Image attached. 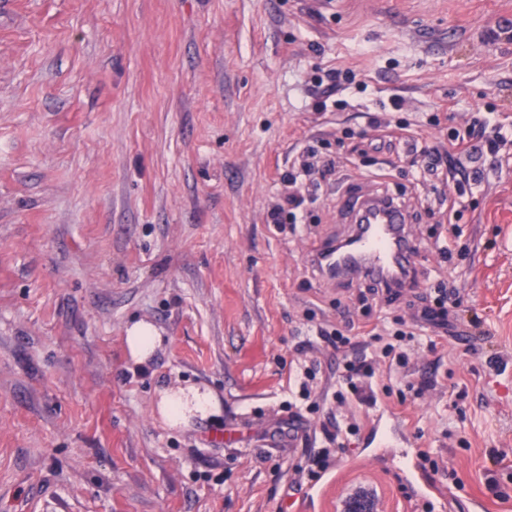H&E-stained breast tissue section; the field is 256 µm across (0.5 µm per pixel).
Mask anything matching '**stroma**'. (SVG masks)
Masks as SVG:
<instances>
[{
	"label": "stroma",
	"mask_w": 512,
	"mask_h": 512,
	"mask_svg": "<svg viewBox=\"0 0 512 512\" xmlns=\"http://www.w3.org/2000/svg\"><path fill=\"white\" fill-rule=\"evenodd\" d=\"M347 68L366 90L315 111ZM487 112L512 129V0H0V512H512V144L464 160L484 179L451 261L448 187L416 177ZM369 113L415 145L353 153ZM309 147L337 171L273 222ZM344 193L414 214L419 281L395 302L310 259L352 232ZM446 277L462 310L438 327L422 297ZM395 317L407 366L377 365L376 404L337 403L344 356ZM139 321L162 338L145 367ZM189 387L218 413L167 425L161 392ZM339 422L356 466L303 479ZM421 451L441 496L405 477ZM125 342L131 359L137 364L146 365L153 351L160 344L161 336L152 325L135 322L127 329Z\"/></svg>",
	"instance_id": "35a3bbf8"
}]
</instances>
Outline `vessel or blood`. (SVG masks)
Masks as SVG:
<instances>
[{
    "instance_id": "1",
    "label": "vessel or blood",
    "mask_w": 512,
    "mask_h": 512,
    "mask_svg": "<svg viewBox=\"0 0 512 512\" xmlns=\"http://www.w3.org/2000/svg\"><path fill=\"white\" fill-rule=\"evenodd\" d=\"M383 205L380 223L359 225L354 236L362 252L359 262L337 263L340 245L336 242L316 249L314 260L326 277L370 279L392 293L401 288V276L415 270L420 251L410 232L405 209L388 199Z\"/></svg>"
}]
</instances>
